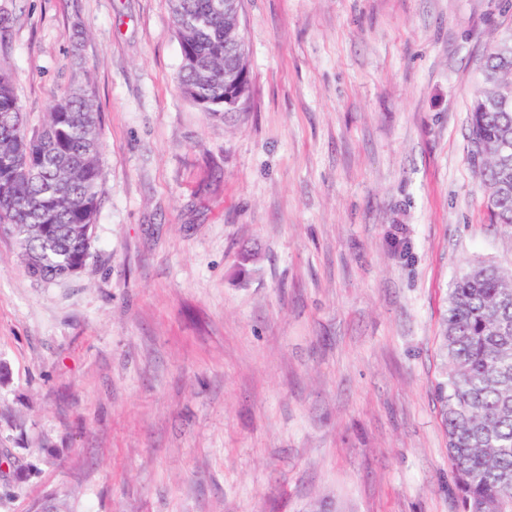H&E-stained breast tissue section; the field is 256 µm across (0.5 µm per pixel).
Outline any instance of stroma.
I'll use <instances>...</instances> for the list:
<instances>
[{
    "label": "stroma",
    "instance_id": "obj_1",
    "mask_svg": "<svg viewBox=\"0 0 512 512\" xmlns=\"http://www.w3.org/2000/svg\"><path fill=\"white\" fill-rule=\"evenodd\" d=\"M510 27L512 0H242L221 122L169 0H0L24 112L90 85L103 141L80 272L0 232V512H458L434 386L454 277L512 266L468 140Z\"/></svg>",
    "mask_w": 512,
    "mask_h": 512
}]
</instances>
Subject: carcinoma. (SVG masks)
<instances>
[{"label": "carcinoma", "instance_id": "obj_1", "mask_svg": "<svg viewBox=\"0 0 512 512\" xmlns=\"http://www.w3.org/2000/svg\"><path fill=\"white\" fill-rule=\"evenodd\" d=\"M181 55L180 89L224 117V24L214 0H170ZM512 48L493 40L469 108V142L485 147L478 177L493 224L512 225ZM102 150L93 90L69 89L39 125L30 123L9 76L0 75V229L12 234L27 272L65 278L91 249ZM446 370L435 385L448 438L459 512H512V269L476 263L453 281L442 320Z\"/></svg>", "mask_w": 512, "mask_h": 512}]
</instances>
